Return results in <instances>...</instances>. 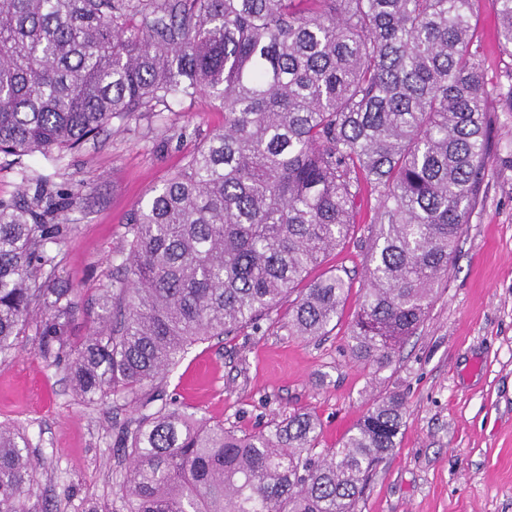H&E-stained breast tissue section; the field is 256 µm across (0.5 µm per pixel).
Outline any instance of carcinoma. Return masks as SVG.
<instances>
[{
  "instance_id": "obj_1",
  "label": "carcinoma",
  "mask_w": 512,
  "mask_h": 512,
  "mask_svg": "<svg viewBox=\"0 0 512 512\" xmlns=\"http://www.w3.org/2000/svg\"><path fill=\"white\" fill-rule=\"evenodd\" d=\"M478 0H0V153L33 190L0 199V358L33 326L89 399L138 400L187 349L254 326L297 293L288 335L315 338L350 282L296 290L350 235L362 184L378 230L351 357L384 369L426 316L487 170L489 91ZM512 56V0H496ZM199 94L224 125L129 214L116 290L75 343L56 285L67 189L22 163L60 162L112 120ZM119 433L125 512H354L397 446L404 402L376 400L341 448L297 412L257 433L182 407ZM28 436L0 423V512H43Z\"/></svg>"
}]
</instances>
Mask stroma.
Wrapping results in <instances>:
<instances>
[{
  "label": "stroma",
  "instance_id": "35a3bbf8",
  "mask_svg": "<svg viewBox=\"0 0 512 512\" xmlns=\"http://www.w3.org/2000/svg\"><path fill=\"white\" fill-rule=\"evenodd\" d=\"M476 9L492 92L488 172L447 280L390 366L375 371L348 350L376 231V195L366 187L351 236L312 272H336L351 284L328 334L289 335L286 299L257 326L194 344L157 384L167 404L243 432L296 411L316 414L320 454L338 447L375 398L404 394L398 445L356 512H512V112L499 111L497 100L512 88V57L498 44L494 0H479ZM223 124V113L200 95L172 112L113 121L60 163L32 158L71 197L57 214L69 230L57 247L56 275L73 290L72 339L88 336L98 291L118 276L130 211ZM139 414L138 405L74 392L65 368L41 359L34 329L0 361V422L17 425L32 443L44 512H124L119 484L128 462L115 442Z\"/></svg>",
  "mask_w": 512,
  "mask_h": 512
}]
</instances>
